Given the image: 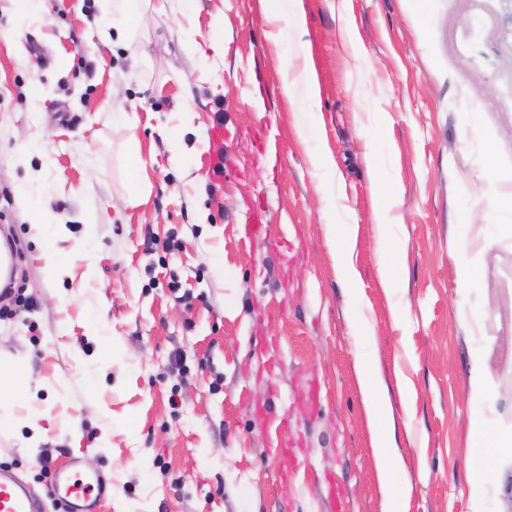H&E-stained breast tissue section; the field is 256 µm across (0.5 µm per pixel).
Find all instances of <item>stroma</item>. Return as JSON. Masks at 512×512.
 Instances as JSON below:
<instances>
[{"mask_svg": "<svg viewBox=\"0 0 512 512\" xmlns=\"http://www.w3.org/2000/svg\"><path fill=\"white\" fill-rule=\"evenodd\" d=\"M262 3L142 0L146 24L110 51L100 0H45L40 18L0 0V228L25 300L0 317V360L23 358L28 381L0 394L17 419L0 467L37 512H62L51 478L74 460L103 480L98 512H472L479 349L512 424V243L470 255L489 272L467 296L490 304L480 325L458 258L460 240L512 223L489 200L512 196V0H434L428 18L411 0H300L306 36L275 43ZM277 55L311 59L317 93L284 99ZM24 136L44 152L23 163ZM135 167L148 190L132 206ZM32 173L43 187L25 201ZM394 188L383 281L372 194ZM39 208L64 217L52 280ZM350 236L356 296L330 243ZM372 353L403 458L390 500L354 370ZM283 421L288 456L273 450Z\"/></svg>", "mask_w": 512, "mask_h": 512, "instance_id": "obj_1", "label": "stroma"}]
</instances>
